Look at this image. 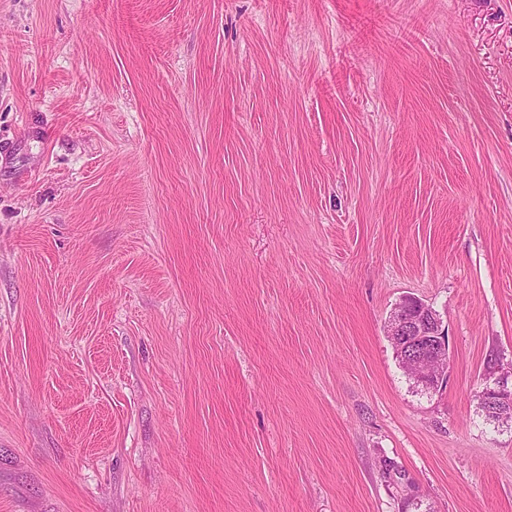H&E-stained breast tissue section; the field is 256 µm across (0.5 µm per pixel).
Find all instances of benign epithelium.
Here are the masks:
<instances>
[{
	"label": "benign epithelium",
	"mask_w": 512,
	"mask_h": 512,
	"mask_svg": "<svg viewBox=\"0 0 512 512\" xmlns=\"http://www.w3.org/2000/svg\"><path fill=\"white\" fill-rule=\"evenodd\" d=\"M387 334L398 338L400 359L406 363L409 376L427 391L441 390L450 353L448 335L437 311L422 300L405 295L389 318ZM479 398L488 417L512 415V389L487 386Z\"/></svg>",
	"instance_id": "1"
}]
</instances>
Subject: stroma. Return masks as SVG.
<instances>
[{
	"instance_id": "35a3bbf8",
	"label": "stroma",
	"mask_w": 512,
	"mask_h": 512,
	"mask_svg": "<svg viewBox=\"0 0 512 512\" xmlns=\"http://www.w3.org/2000/svg\"><path fill=\"white\" fill-rule=\"evenodd\" d=\"M3 139L0 512H512V0H0ZM387 334L394 347L391 336L398 338L400 359L406 363L409 376L424 390L440 391L447 378L450 353L448 335L437 311L422 300L405 295L389 318ZM431 361L440 362L441 367L432 369ZM480 407L485 415L494 419L506 413L512 415V388L507 390L504 386H486L479 395Z\"/></svg>"
}]
</instances>
